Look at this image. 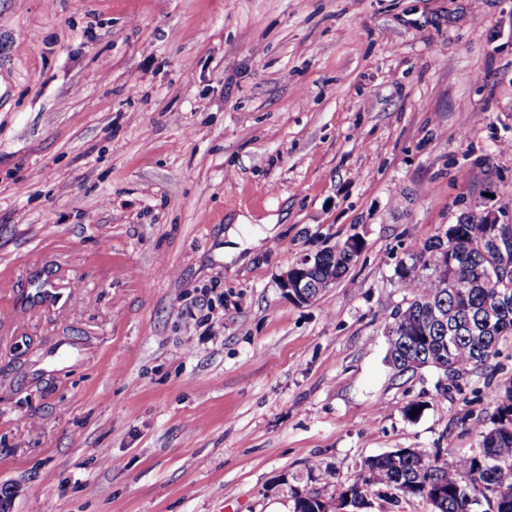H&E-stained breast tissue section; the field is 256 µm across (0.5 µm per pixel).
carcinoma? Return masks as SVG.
Listing matches in <instances>:
<instances>
[{"instance_id":"obj_1","label":"carcinoma","mask_w":512,"mask_h":512,"mask_svg":"<svg viewBox=\"0 0 512 512\" xmlns=\"http://www.w3.org/2000/svg\"><path fill=\"white\" fill-rule=\"evenodd\" d=\"M494 225L466 211L448 225L445 237H436L423 249L407 254L420 269L396 272L409 299L391 314L384 335L387 361L398 374L433 368L455 376L479 369L497 356L499 344L512 336V303L504 304L494 288L461 291L444 287L477 279L495 263L506 264L503 287L512 290V249L501 254L493 244ZM348 241L319 257L314 272L320 288L335 284L348 271L356 255ZM492 427L479 431L480 449L448 464L440 451L398 448L369 457L359 479L338 497L325 500L316 492H293V512H362L370 507L371 489L384 488L395 506L400 499L418 498L431 512H512V385L494 386Z\"/></svg>"}]
</instances>
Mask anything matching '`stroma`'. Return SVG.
<instances>
[{"label":"stroma","mask_w":512,"mask_h":512,"mask_svg":"<svg viewBox=\"0 0 512 512\" xmlns=\"http://www.w3.org/2000/svg\"><path fill=\"white\" fill-rule=\"evenodd\" d=\"M481 9L0 0L11 512H293L367 457L478 450L512 337L444 395L384 328L397 256L464 211L512 224V0ZM353 234L339 282L283 295ZM351 238L350 236L343 242L336 243L334 250L328 249L320 257L319 255L324 249L333 248L334 246H328L318 252L307 254L292 264L279 279V285L283 294L299 304L311 302L312 296L308 298L307 293L304 292V288H310V286L306 284L309 280V274L314 268L313 279L316 283H320L324 287L328 284H335L344 276L350 265L356 259V255L347 248L349 240L350 245L363 242L358 236L353 239ZM310 290L313 295V301H316L326 288H322L321 285H319L318 288H310Z\"/></svg>","instance_id":"35a3bbf8"}]
</instances>
